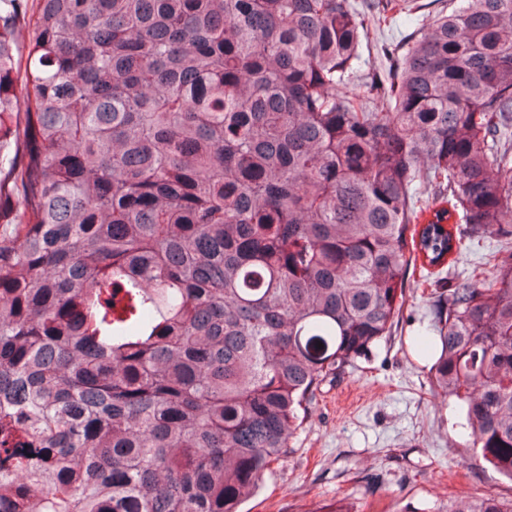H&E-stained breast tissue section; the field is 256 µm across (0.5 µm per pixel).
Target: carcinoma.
<instances>
[{"label":"carcinoma","mask_w":512,"mask_h":512,"mask_svg":"<svg viewBox=\"0 0 512 512\" xmlns=\"http://www.w3.org/2000/svg\"><path fill=\"white\" fill-rule=\"evenodd\" d=\"M30 3L0 0V512H241L412 267L433 389L512 480V250L441 277L512 242V0H448L362 94L392 0ZM461 262L456 267V270L471 274L474 270L475 273L488 268L484 265L499 246L496 238H486L481 240L466 239Z\"/></svg>","instance_id":"obj_1"}]
</instances>
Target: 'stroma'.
<instances>
[{
  "mask_svg": "<svg viewBox=\"0 0 512 512\" xmlns=\"http://www.w3.org/2000/svg\"><path fill=\"white\" fill-rule=\"evenodd\" d=\"M384 28L369 26L362 71H381V44L404 42L430 22L427 12L394 10ZM432 309L408 300L391 337L336 385L323 388L287 461L273 465L244 512H317L339 500L360 512L433 507L491 492L512 497V481L476 465V448L462 434L453 400L435 396L430 362L411 346Z\"/></svg>",
  "mask_w": 512,
  "mask_h": 512,
  "instance_id": "obj_1",
  "label": "stroma"
}]
</instances>
